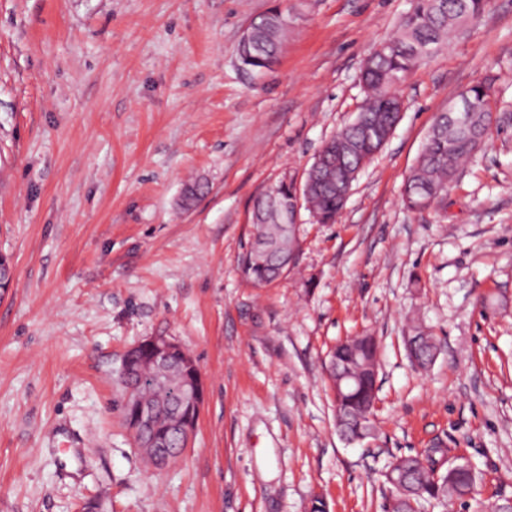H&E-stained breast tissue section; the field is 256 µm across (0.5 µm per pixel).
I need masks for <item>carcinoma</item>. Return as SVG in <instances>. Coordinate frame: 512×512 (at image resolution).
<instances>
[{
	"label": "carcinoma",
	"instance_id": "1",
	"mask_svg": "<svg viewBox=\"0 0 512 512\" xmlns=\"http://www.w3.org/2000/svg\"><path fill=\"white\" fill-rule=\"evenodd\" d=\"M486 0H414L411 12L405 17L396 35L384 42L383 52L371 57L365 77V103L356 120L369 131L384 139L392 125V112L400 99L398 87L416 68L430 58L426 51H436L448 35L468 22L477 19L485 10ZM286 34L283 11L273 9L255 22L256 47L241 64L254 72L268 70L277 61ZM493 85L488 78L481 79L464 91L471 102L467 125L462 126L439 114L426 142L407 178L403 203L409 209H425L441 202L447 194L448 183L458 169L472 160L489 134L492 112L489 100ZM360 126L351 124L326 143V152L338 160L320 169L309 168L306 176L314 189L308 199L309 211L322 224H333L348 197L344 185L345 171L354 172L374 157L380 142L362 141ZM291 187L282 183L260 194L253 208L263 218L255 225L254 236L270 246L284 237V229L273 212L288 208ZM288 267L283 257L272 254L267 259H254L247 250L240 260L242 276L256 286L263 287L278 280ZM405 345L410 359L426 368L439 350L436 337L415 326L406 337ZM378 344L373 336L363 335L336 344L328 358L336 364V371L352 374L349 384L335 397L336 427L348 441H360L371 434L369 402L377 392ZM152 375L139 365V374L121 379L124 391L148 399L167 409L174 402L168 389L150 384ZM155 436L170 448H182L185 440L169 431L166 421L160 420ZM446 448H429L424 457L402 455L387 466L396 485L392 486V512H417L422 500H436L444 505L463 499L470 490L472 477L466 471L445 468Z\"/></svg>",
	"mask_w": 512,
	"mask_h": 512
}]
</instances>
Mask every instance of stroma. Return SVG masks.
Instances as JSON below:
<instances>
[{
    "mask_svg": "<svg viewBox=\"0 0 512 512\" xmlns=\"http://www.w3.org/2000/svg\"><path fill=\"white\" fill-rule=\"evenodd\" d=\"M289 10L270 71L245 28ZM413 0H0V512H385L392 457L436 443L477 473L451 509L512 497V0H489L402 84L404 111L335 223L299 209L298 259L238 270L252 204L303 185L364 102L365 59ZM494 74L488 138L442 208L402 194L438 113ZM204 185L190 206L185 187ZM441 351L406 356L410 323ZM379 344L374 430L338 435L324 362ZM153 337L195 359L205 397L161 469L119 410L125 352ZM79 463L62 470L68 448ZM284 258L280 254L273 253L266 260L254 259L252 247L247 250L240 260V272L242 276L256 286L263 287L278 280L288 266L283 265Z\"/></svg>",
    "mask_w": 512,
    "mask_h": 512,
    "instance_id": "stroma-1",
    "label": "stroma"
}]
</instances>
